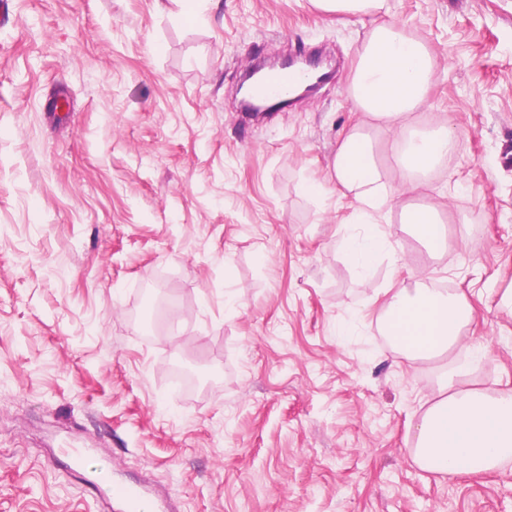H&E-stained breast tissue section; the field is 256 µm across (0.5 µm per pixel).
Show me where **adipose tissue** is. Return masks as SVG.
<instances>
[{
  "label": "adipose tissue",
  "mask_w": 512,
  "mask_h": 512,
  "mask_svg": "<svg viewBox=\"0 0 512 512\" xmlns=\"http://www.w3.org/2000/svg\"><path fill=\"white\" fill-rule=\"evenodd\" d=\"M436 73V56L428 45L395 24L371 28L351 83L363 118L340 142L331 167L337 186L359 204V231L344 241L359 274H367L390 245L379 222L385 213H399L430 256L447 248L445 204L411 199L458 140L449 121L419 132L407 129L408 117L424 105ZM385 295L379 320L404 360L430 359L463 344V331L474 317L465 293L418 285L389 288ZM470 371L467 364L448 367L438 395L412 425L413 460L424 471L442 476L487 472L512 460V392L464 387Z\"/></svg>",
  "instance_id": "1"
}]
</instances>
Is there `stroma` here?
<instances>
[{
	"instance_id": "35a3bbf8",
	"label": "stroma",
	"mask_w": 512,
	"mask_h": 512,
	"mask_svg": "<svg viewBox=\"0 0 512 512\" xmlns=\"http://www.w3.org/2000/svg\"><path fill=\"white\" fill-rule=\"evenodd\" d=\"M0 22V512H110L98 473L178 512H512V462L442 477L412 460L436 365L397 363L371 296L464 292L468 384L512 391V0H8ZM436 53L411 124L460 136L419 192L445 200L430 258L398 218L360 278L355 201L331 175L361 120L372 22ZM336 56L261 123L242 70ZM319 194H310L308 184ZM196 378L172 394L173 373ZM91 453L71 469L69 449ZM325 14L371 16L384 7V0H312Z\"/></svg>"
}]
</instances>
